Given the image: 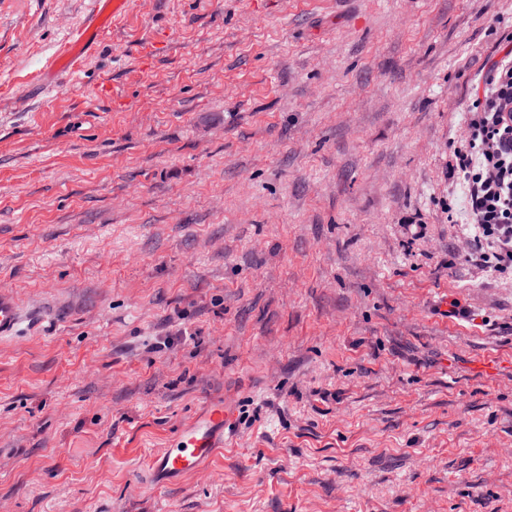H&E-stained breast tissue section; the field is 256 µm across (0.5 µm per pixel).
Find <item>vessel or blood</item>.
Returning a JSON list of instances; mask_svg holds the SVG:
<instances>
[{
	"mask_svg": "<svg viewBox=\"0 0 512 512\" xmlns=\"http://www.w3.org/2000/svg\"><path fill=\"white\" fill-rule=\"evenodd\" d=\"M92 2L93 8L85 23L73 31L63 51L54 57L52 64L56 69L76 73L100 33L124 18L134 5V0ZM24 320L25 314L15 296L0 290V338L17 334ZM230 420L229 409L220 403L180 427L170 446L152 457L151 483L162 487L190 475L204 474L231 441Z\"/></svg>",
	"mask_w": 512,
	"mask_h": 512,
	"instance_id": "b4317fda",
	"label": "vessel or blood"
}]
</instances>
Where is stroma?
<instances>
[{"instance_id": "35a3bbf8", "label": "stroma", "mask_w": 512, "mask_h": 512, "mask_svg": "<svg viewBox=\"0 0 512 512\" xmlns=\"http://www.w3.org/2000/svg\"><path fill=\"white\" fill-rule=\"evenodd\" d=\"M0 0V512H512V272L448 195L512 0ZM203 476L149 460L214 403ZM93 8L85 23L70 34L63 51L52 65L69 75L81 67L83 56L92 48L100 33L124 18L133 8L134 0H92ZM25 318L15 296L9 291L0 290V338L17 334Z\"/></svg>"}]
</instances>
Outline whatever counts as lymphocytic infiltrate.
Masks as SVG:
<instances>
[{
  "instance_id": "1",
  "label": "lymphocytic infiltrate",
  "mask_w": 512,
  "mask_h": 512,
  "mask_svg": "<svg viewBox=\"0 0 512 512\" xmlns=\"http://www.w3.org/2000/svg\"><path fill=\"white\" fill-rule=\"evenodd\" d=\"M471 97L448 180L464 192L472 258L504 272L512 270V38L479 65Z\"/></svg>"
}]
</instances>
